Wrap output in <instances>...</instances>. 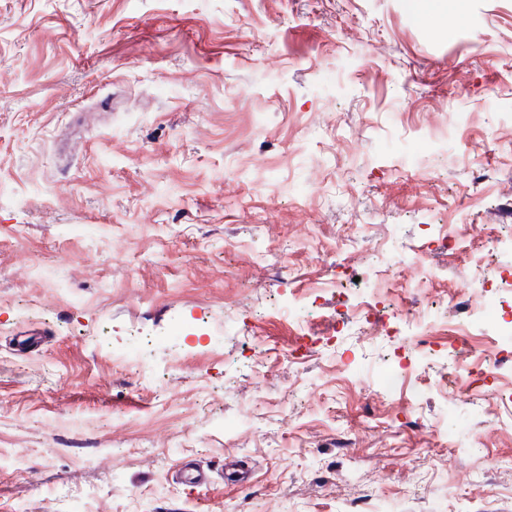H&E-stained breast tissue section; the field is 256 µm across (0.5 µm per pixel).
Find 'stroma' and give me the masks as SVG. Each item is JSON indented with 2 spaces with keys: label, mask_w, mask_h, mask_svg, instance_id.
Masks as SVG:
<instances>
[{
  "label": "stroma",
  "mask_w": 512,
  "mask_h": 512,
  "mask_svg": "<svg viewBox=\"0 0 512 512\" xmlns=\"http://www.w3.org/2000/svg\"><path fill=\"white\" fill-rule=\"evenodd\" d=\"M411 2L0 0V512H512V365L456 387L512 345L454 308L512 262V0ZM409 309L411 310L410 314L412 315L413 324L415 326L417 346L426 349L432 344L428 333L432 317L428 311L422 307L418 294L411 298Z\"/></svg>",
  "instance_id": "stroma-1"
}]
</instances>
